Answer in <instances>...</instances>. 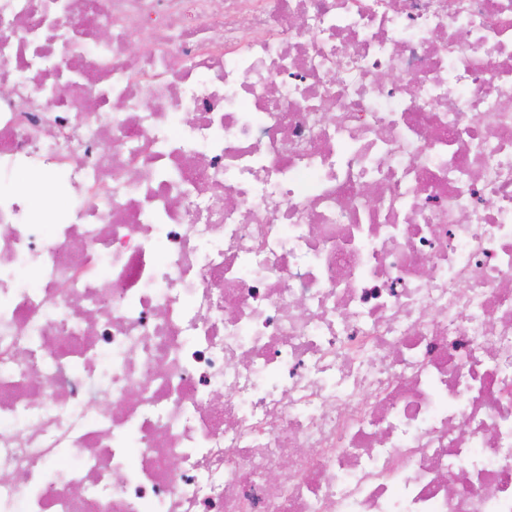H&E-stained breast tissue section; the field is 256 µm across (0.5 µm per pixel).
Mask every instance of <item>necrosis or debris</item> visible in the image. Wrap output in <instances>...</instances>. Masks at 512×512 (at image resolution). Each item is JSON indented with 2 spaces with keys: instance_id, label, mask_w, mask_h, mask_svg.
<instances>
[{
  "instance_id": "necrosis-or-debris-1",
  "label": "necrosis or debris",
  "mask_w": 512,
  "mask_h": 512,
  "mask_svg": "<svg viewBox=\"0 0 512 512\" xmlns=\"http://www.w3.org/2000/svg\"><path fill=\"white\" fill-rule=\"evenodd\" d=\"M4 175L0 512H512V0H0Z\"/></svg>"
}]
</instances>
